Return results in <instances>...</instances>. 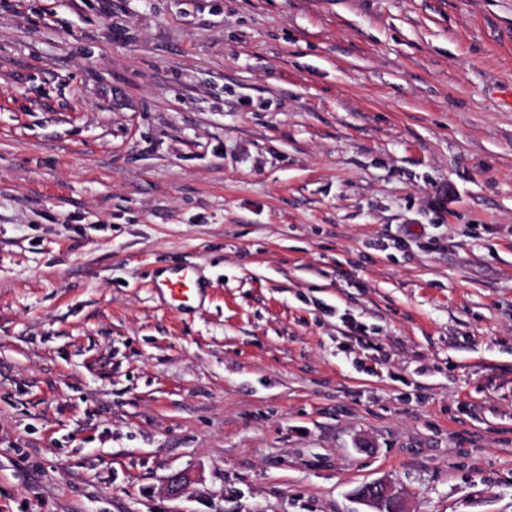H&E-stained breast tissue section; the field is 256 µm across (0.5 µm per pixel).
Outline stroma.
<instances>
[{"label":"stroma","instance_id":"obj_1","mask_svg":"<svg viewBox=\"0 0 512 512\" xmlns=\"http://www.w3.org/2000/svg\"><path fill=\"white\" fill-rule=\"evenodd\" d=\"M377 481L512 512V0H0V512ZM158 288H166L175 292V288H179V293L183 294L182 288L186 289L187 301L191 297L197 295L200 286L196 279L191 278L188 275L187 269L183 266L175 267L170 270V276L157 283Z\"/></svg>","mask_w":512,"mask_h":512}]
</instances>
